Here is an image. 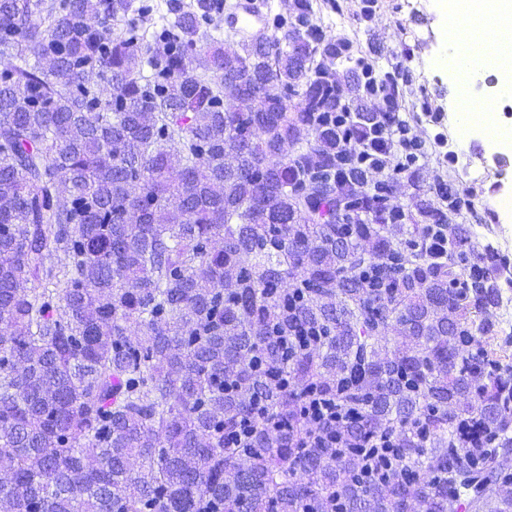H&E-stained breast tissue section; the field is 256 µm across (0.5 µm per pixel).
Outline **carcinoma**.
Returning <instances> with one entry per match:
<instances>
[{"instance_id":"cac0c4a2","label":"carcinoma","mask_w":512,"mask_h":512,"mask_svg":"<svg viewBox=\"0 0 512 512\" xmlns=\"http://www.w3.org/2000/svg\"><path fill=\"white\" fill-rule=\"evenodd\" d=\"M222 9L0 0V512H512L500 257L455 173L392 223L336 163L313 0L251 45ZM311 394L350 447L299 441Z\"/></svg>"}]
</instances>
